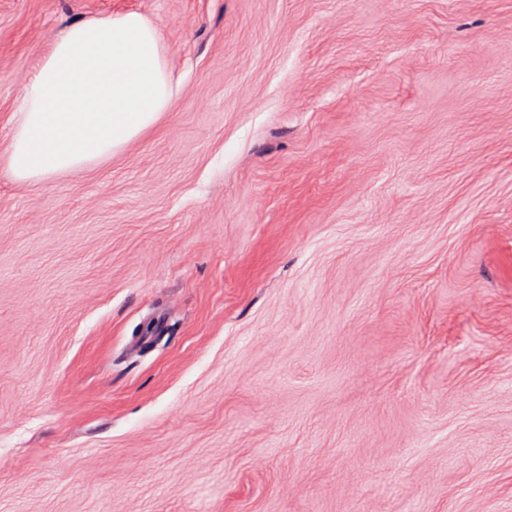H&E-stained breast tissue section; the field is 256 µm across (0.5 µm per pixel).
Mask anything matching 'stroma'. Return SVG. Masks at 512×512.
<instances>
[{"instance_id": "35a3bbf8", "label": "stroma", "mask_w": 512, "mask_h": 512, "mask_svg": "<svg viewBox=\"0 0 512 512\" xmlns=\"http://www.w3.org/2000/svg\"><path fill=\"white\" fill-rule=\"evenodd\" d=\"M180 85L0 168V512H512V0H0V144L69 25Z\"/></svg>"}]
</instances>
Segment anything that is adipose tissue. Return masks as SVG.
I'll return each mask as SVG.
<instances>
[{
    "mask_svg": "<svg viewBox=\"0 0 512 512\" xmlns=\"http://www.w3.org/2000/svg\"><path fill=\"white\" fill-rule=\"evenodd\" d=\"M173 95L155 22L126 11L73 25L24 85L0 166L29 185L96 168L155 126Z\"/></svg>",
    "mask_w": 512,
    "mask_h": 512,
    "instance_id": "adipose-tissue-1",
    "label": "adipose tissue"
}]
</instances>
